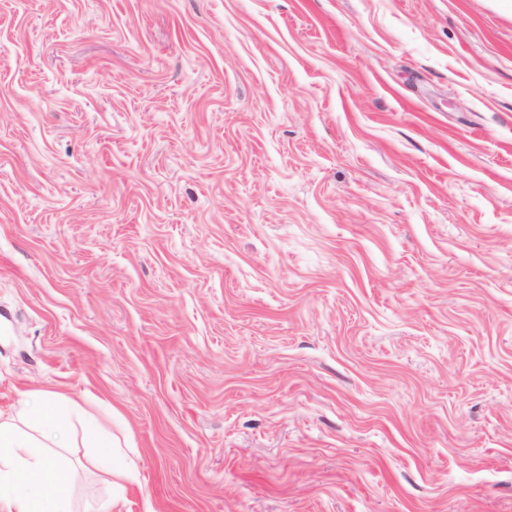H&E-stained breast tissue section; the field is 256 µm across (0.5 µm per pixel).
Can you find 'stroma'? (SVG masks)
Segmentation results:
<instances>
[{"mask_svg": "<svg viewBox=\"0 0 512 512\" xmlns=\"http://www.w3.org/2000/svg\"><path fill=\"white\" fill-rule=\"evenodd\" d=\"M37 391L79 512H512V15L0 0V409Z\"/></svg>", "mask_w": 512, "mask_h": 512, "instance_id": "obj_1", "label": "stroma"}]
</instances>
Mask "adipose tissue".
Returning a JSON list of instances; mask_svg holds the SVG:
<instances>
[{"mask_svg": "<svg viewBox=\"0 0 512 512\" xmlns=\"http://www.w3.org/2000/svg\"><path fill=\"white\" fill-rule=\"evenodd\" d=\"M24 424L36 437L21 432ZM68 427L67 412L47 395L0 414V512H73L71 472L38 451L41 436Z\"/></svg>", "mask_w": 512, "mask_h": 512, "instance_id": "obj_1", "label": "adipose tissue"}]
</instances>
